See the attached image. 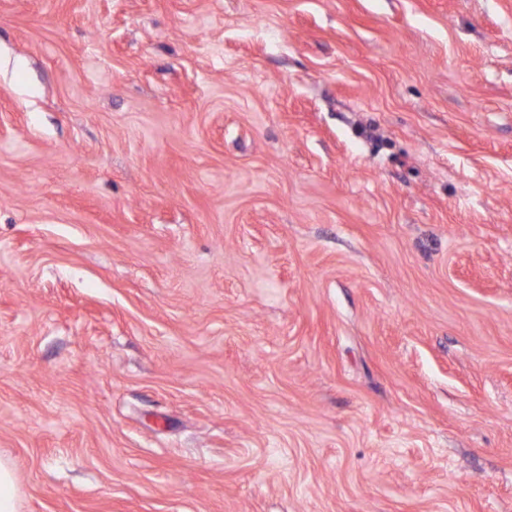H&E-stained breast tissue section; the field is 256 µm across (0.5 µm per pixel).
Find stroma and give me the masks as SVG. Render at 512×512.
<instances>
[{"instance_id": "stroma-1", "label": "stroma", "mask_w": 512, "mask_h": 512, "mask_svg": "<svg viewBox=\"0 0 512 512\" xmlns=\"http://www.w3.org/2000/svg\"><path fill=\"white\" fill-rule=\"evenodd\" d=\"M20 512H512V0H0Z\"/></svg>"}]
</instances>
